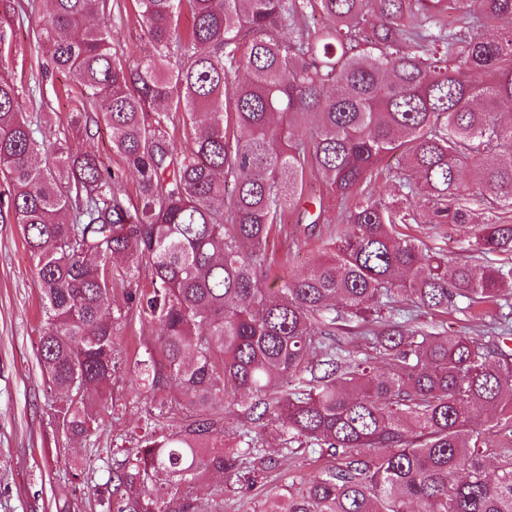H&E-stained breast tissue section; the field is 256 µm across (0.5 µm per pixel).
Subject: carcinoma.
Returning <instances> with one entry per match:
<instances>
[{
	"instance_id": "carcinoma-1",
	"label": "carcinoma",
	"mask_w": 512,
	"mask_h": 512,
	"mask_svg": "<svg viewBox=\"0 0 512 512\" xmlns=\"http://www.w3.org/2000/svg\"><path fill=\"white\" fill-rule=\"evenodd\" d=\"M50 2L38 39L80 99L71 128L104 125L137 182L132 197L67 143L39 160L46 141L0 72V223L36 259L39 363L65 396L53 416L76 438L99 423L83 390L107 398L118 370L112 282L144 268L150 289L126 298L160 334L136 385L153 399L175 385L158 415L185 413L140 428L103 512H199L202 473L231 486L243 464L271 472L301 448L336 464L283 486L270 512H512V457L488 472L483 437L512 420V355L411 325L457 310L509 329L512 0H134L151 50L132 65L89 23L109 0ZM312 170L336 214L319 204L310 231L341 227L272 290L269 238ZM412 224L465 225L470 256L423 254ZM352 322L375 354L336 345ZM269 423L278 455L259 449Z\"/></svg>"
}]
</instances>
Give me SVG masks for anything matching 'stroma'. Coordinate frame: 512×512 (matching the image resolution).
Masks as SVG:
<instances>
[{
  "label": "stroma",
  "mask_w": 512,
  "mask_h": 512,
  "mask_svg": "<svg viewBox=\"0 0 512 512\" xmlns=\"http://www.w3.org/2000/svg\"><path fill=\"white\" fill-rule=\"evenodd\" d=\"M27 13L14 25L9 68L23 86H39L43 106L28 115L35 125L51 124L52 137L80 144L112 170L122 171L127 190L136 187L126 173L122 157L111 148L106 129L73 134L67 124L74 103L67 99L65 77L47 71V54L37 32L49 16L48 0H21ZM123 15H104L103 25L114 33L115 46L124 59L141 58L149 44L133 10L132 0H117ZM297 214H289L276 243L294 238L297 246L287 254L285 275L306 272L322 253L306 242ZM425 251L444 253L450 259L469 254L466 227L444 224L415 229ZM43 312L36 262L27 250L16 224L0 223V512H102L100 493L117 463L131 445L130 435L152 410L148 399L131 388L133 365L146 350L158 345V324L131 312L116 324L121 368L112 381L113 405L104 424L83 438H72L57 426L53 408L58 400L50 392L38 362ZM325 460L307 451L282 458L275 473L243 470L240 484L228 487L215 471L195 483L201 512H265L276 487L302 481L325 467ZM82 470L80 480L71 477Z\"/></svg>",
  "instance_id": "1"
}]
</instances>
